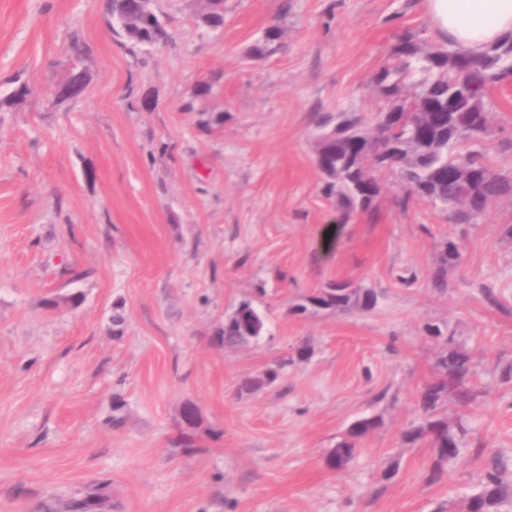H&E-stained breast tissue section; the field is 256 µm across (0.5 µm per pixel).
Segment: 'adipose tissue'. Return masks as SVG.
I'll use <instances>...</instances> for the list:
<instances>
[{"mask_svg": "<svg viewBox=\"0 0 512 512\" xmlns=\"http://www.w3.org/2000/svg\"><path fill=\"white\" fill-rule=\"evenodd\" d=\"M439 38L478 54L512 34V0H425Z\"/></svg>", "mask_w": 512, "mask_h": 512, "instance_id": "adipose-tissue-1", "label": "adipose tissue"}]
</instances>
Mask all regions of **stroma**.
Here are the masks:
<instances>
[{
  "label": "stroma",
  "mask_w": 512,
  "mask_h": 512,
  "mask_svg": "<svg viewBox=\"0 0 512 512\" xmlns=\"http://www.w3.org/2000/svg\"><path fill=\"white\" fill-rule=\"evenodd\" d=\"M203 6L152 0L171 39L131 51L103 0H0V96L30 89L0 111V512L102 481L112 512H465L496 460L512 480V198L454 224L422 201L401 208L384 172L374 212L345 223L312 139L319 114L380 111L372 78L397 35L437 39L424 0H224L218 29ZM272 25L284 52L247 60ZM75 40L91 53L75 59ZM74 68L84 96L56 99ZM488 103V161L512 173V84ZM203 113L224 122L203 127ZM449 240L462 257L436 288ZM336 281L377 305L300 311ZM244 300L267 333L224 349ZM433 323L484 391L449 403L468 435L435 483L433 448L402 441L441 349ZM280 361L276 382L239 395ZM188 398L201 411L191 450ZM370 416L380 424L355 457L327 466Z\"/></svg>",
  "instance_id": "stroma-1"
}]
</instances>
